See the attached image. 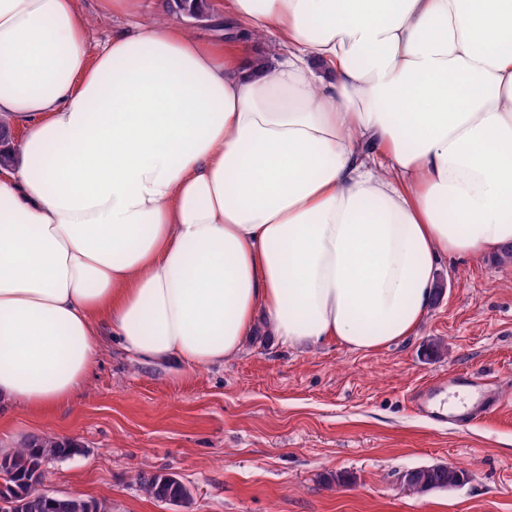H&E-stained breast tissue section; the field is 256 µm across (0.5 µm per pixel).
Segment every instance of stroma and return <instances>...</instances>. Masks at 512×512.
Wrapping results in <instances>:
<instances>
[{
    "label": "stroma",
    "mask_w": 512,
    "mask_h": 512,
    "mask_svg": "<svg viewBox=\"0 0 512 512\" xmlns=\"http://www.w3.org/2000/svg\"><path fill=\"white\" fill-rule=\"evenodd\" d=\"M78 2L90 48L132 23L110 0ZM437 281L416 333L375 351L286 348L261 333L189 371L103 336L74 400L45 415L0 406V453L32 435L75 441L80 454L46 465V489L112 512H512V261L446 259ZM459 372L488 378L502 407L463 427L411 411L412 392ZM445 463L465 466L468 482L401 491L404 470ZM142 472L176 474L190 507L146 497Z\"/></svg>",
    "instance_id": "obj_1"
}]
</instances>
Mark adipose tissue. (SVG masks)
Masks as SVG:
<instances>
[{
	"instance_id": "1",
	"label": "adipose tissue",
	"mask_w": 512,
	"mask_h": 512,
	"mask_svg": "<svg viewBox=\"0 0 512 512\" xmlns=\"http://www.w3.org/2000/svg\"><path fill=\"white\" fill-rule=\"evenodd\" d=\"M98 50L77 0H0V404L86 384L100 336L224 362L414 333L444 258L512 245V0H229ZM275 44H268V37Z\"/></svg>"
}]
</instances>
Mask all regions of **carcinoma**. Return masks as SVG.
<instances>
[{
  "instance_id": "1",
  "label": "carcinoma",
  "mask_w": 512,
  "mask_h": 512,
  "mask_svg": "<svg viewBox=\"0 0 512 512\" xmlns=\"http://www.w3.org/2000/svg\"><path fill=\"white\" fill-rule=\"evenodd\" d=\"M185 16L200 25L213 21L211 0H181ZM80 452L71 440L32 436L14 450L0 454V502L17 503L15 512H110L105 504H91L78 497H44L34 485L44 478L43 466L52 460L67 459ZM468 481V472L457 466L434 464L411 469L401 490L409 495L448 490ZM141 491L148 498L186 507L192 501L190 490L173 473H155L139 478Z\"/></svg>"
}]
</instances>
